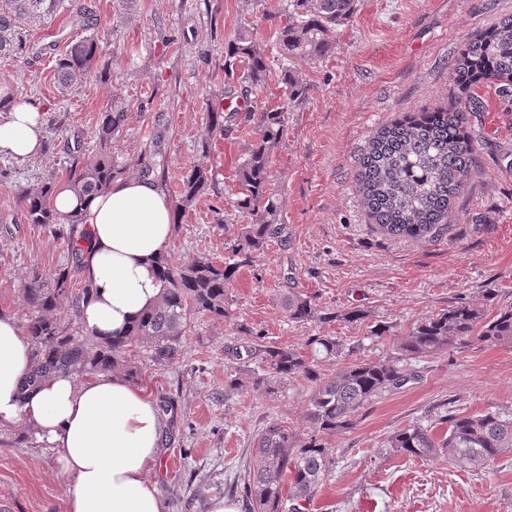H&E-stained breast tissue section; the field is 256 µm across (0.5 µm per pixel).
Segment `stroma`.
I'll return each instance as SVG.
<instances>
[{
    "label": "stroma",
    "mask_w": 512,
    "mask_h": 512,
    "mask_svg": "<svg viewBox=\"0 0 512 512\" xmlns=\"http://www.w3.org/2000/svg\"><path fill=\"white\" fill-rule=\"evenodd\" d=\"M91 2L108 83L91 81L65 97L58 92L56 60L85 33L82 18L70 12L30 33L24 63L0 64L17 98L44 114L37 157L0 156V172H9L0 175V312L22 322L29 316L25 272L55 270L66 249L49 229L26 222L20 193L46 181L65 183L73 165L94 155L97 117L112 96L129 105L112 141L115 159L134 164L151 140H159L154 175L170 201H178L191 165L213 173L177 218L170 253L177 264L202 254L229 259L224 227L247 221L231 202L234 169L254 141L253 128L230 126L212 137L206 152L200 144L207 112L236 107L237 88L224 75V60L240 27H254L271 67L249 106L259 111L285 98L270 16L286 0H135L129 11L116 0ZM510 16L512 0H358L328 57L286 63L308 95L287 112L269 167L281 233L241 266L224 320L194 318L178 363L137 359L140 386L153 397H178L189 423L183 444L164 450L154 476L164 512H207L216 496L248 512L236 483L249 465L253 435L272 420L300 433L306 428L305 381L271 395L252 389L225 395L227 351L239 346L240 326L283 347H302L318 333L361 341L365 356L375 359L391 353L389 341L367 340V323L338 319V312L359 306L401 332L460 301L490 314L512 307V101L496 86L473 90L482 102L469 116L477 172L455 200L442 235L417 241L381 236L356 183V162L372 134L407 113L449 106L460 95L452 68L467 39ZM291 289L334 314V321H289L281 297ZM409 366L415 383L376 398L354 429L327 438L335 464L309 512H512V452L483 475L398 456L387 444L394 432L429 424L447 408L512 414V347L452 348ZM0 512H65L54 454L39 440L15 441L4 429Z\"/></svg>",
    "instance_id": "obj_1"
}]
</instances>
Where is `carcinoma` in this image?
I'll use <instances>...</instances> for the list:
<instances>
[{
  "label": "carcinoma",
  "instance_id": "1",
  "mask_svg": "<svg viewBox=\"0 0 512 512\" xmlns=\"http://www.w3.org/2000/svg\"><path fill=\"white\" fill-rule=\"evenodd\" d=\"M286 2L275 25L278 53L284 61L326 57L336 42L338 28L350 20L356 6V0ZM65 9L85 17L86 35L73 40L56 60L55 75L62 95L81 88L91 76L100 82L109 80L108 64L102 60L95 32V11L80 0H0L1 64L21 62L27 53L29 29L45 25ZM454 71L465 97L447 108L412 112L381 128L360 158L357 181L364 204L386 235L419 240L448 223L452 203L475 174L476 148L468 131V117L480 111V106L472 100L470 90L492 80L503 97L512 95V17L469 39ZM224 73L238 83L244 100L266 86L269 58L250 29H240L227 45ZM281 75L286 95L281 106L259 113L252 109L243 114L232 112L228 117L214 108L207 115L206 134L201 138V150L206 152L214 133L224 132V122L237 119L254 124L255 140L235 170L237 190L232 206L251 218L237 230L236 256L264 249L280 230L279 206L270 187V158L284 135L285 113L303 102L308 93L307 85L291 70L285 67ZM127 111L125 101L113 97L99 113L95 155L81 167L70 169L69 182L79 198L97 195L127 175V165L111 152L112 139L122 130ZM211 181L210 169L192 167L182 178L178 209L191 206ZM54 190L48 181L22 191L21 196L27 223L49 228L67 243L65 264L51 272L33 267L23 283L22 296L31 312L27 335L34 357L24 387L33 390L59 372L84 376L118 371L136 383L141 372L128 359L131 346L141 345L146 357L157 365L172 364L181 356L191 316L224 319L227 288L233 285L242 262L197 256L176 265L161 258L156 264L164 287L157 307L147 311L125 336L101 340L84 332L80 304L89 298L91 288L83 284L75 294L71 285L81 279L89 234L80 228L81 212L61 214L54 209ZM69 297L73 315L65 321L59 310ZM282 309L290 321L302 325L334 320L322 315L317 305L300 293L285 295ZM240 332L242 345L232 349L229 356L237 361L259 356L263 373L230 367L224 377V395L248 388L274 394L297 379L311 387L305 435L281 421H272L255 437L252 467L243 487L250 512H307L332 466L323 437L347 433L358 413L374 399L414 381L415 375L404 366L406 360L435 357L473 342L511 345L512 307L491 316L468 303L452 305L402 333H391L392 353L376 360H354L330 376L324 374V366L352 355L361 345L316 334L307 337L300 349L266 347L251 329L243 327ZM156 405L169 426V438H174L181 412L178 400L160 394ZM389 446L400 455L481 471L512 451V415L446 411L426 426L395 432Z\"/></svg>",
  "mask_w": 512,
  "mask_h": 512
}]
</instances>
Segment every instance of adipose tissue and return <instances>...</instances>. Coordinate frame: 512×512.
<instances>
[{"mask_svg":"<svg viewBox=\"0 0 512 512\" xmlns=\"http://www.w3.org/2000/svg\"><path fill=\"white\" fill-rule=\"evenodd\" d=\"M42 124L36 105L11 106L0 123V155H39ZM53 205L62 214L81 211L92 233L83 270L92 294L80 305L83 328L99 338L125 335L161 299L156 261L171 247L172 204L156 180L131 176L84 201L61 184ZM31 362L25 328L1 314L0 427L25 426L55 450L65 512H163L152 475L165 422L145 390L118 372L83 379L57 374L27 396L22 387Z\"/></svg>","mask_w":512,"mask_h":512,"instance_id":"adipose-tissue-1","label":"adipose tissue"}]
</instances>
